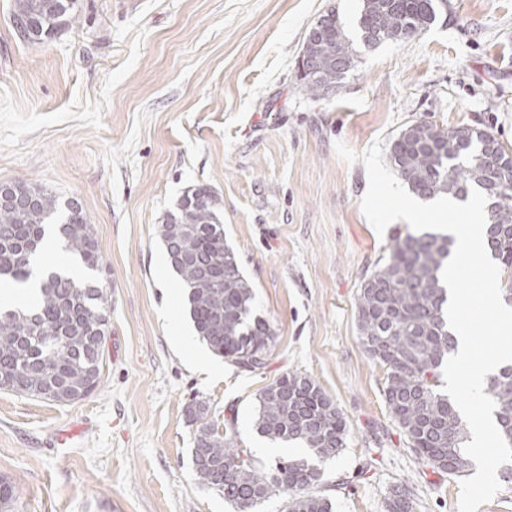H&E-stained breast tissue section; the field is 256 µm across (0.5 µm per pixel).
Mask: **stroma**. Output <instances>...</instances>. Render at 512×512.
<instances>
[{
	"label": "stroma",
	"mask_w": 512,
	"mask_h": 512,
	"mask_svg": "<svg viewBox=\"0 0 512 512\" xmlns=\"http://www.w3.org/2000/svg\"><path fill=\"white\" fill-rule=\"evenodd\" d=\"M360 0H78L79 20L21 41L0 0V182L77 198L99 243L109 331L100 387L58 404L0 390V479L14 512H235L201 485L195 399L237 415L257 463L278 458L255 398L309 375L346 422L323 465L333 512H458L459 477L416 459L384 398L386 370L358 335L355 297L387 256L360 199L363 163L407 123L477 124L512 148V0H448L436 24L361 52L335 93L297 78L327 12L354 32ZM212 187L224 235L271 334L267 368L243 372L193 334L158 236L186 190Z\"/></svg>",
	"instance_id": "35a3bbf8"
}]
</instances>
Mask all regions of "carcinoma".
<instances>
[{"mask_svg":"<svg viewBox=\"0 0 512 512\" xmlns=\"http://www.w3.org/2000/svg\"><path fill=\"white\" fill-rule=\"evenodd\" d=\"M447 0H362L356 19L368 49L429 29ZM77 0H14L13 18L35 16L27 44H39L76 22ZM355 49L334 14L311 50L319 79L299 78L320 98L335 90L354 67ZM387 162L416 196L464 200L476 188L487 197L485 241L512 279V151L494 134L473 125L448 127L431 121L406 125L393 139ZM15 191L32 199L24 208L0 207V280L26 283L31 256L44 241L45 225L58 226L57 241L75 264L100 266L101 252L82 206L26 182ZM213 190L199 185L167 213L159 234L168 263L186 290L195 331L212 354L246 371L268 364L270 330L253 313V291L233 249L224 241L221 207ZM453 241L438 231H397L386 262L363 280L355 298L358 331L369 358L386 367L383 389L408 447L434 471L457 477L471 465L463 447L466 425L439 390L441 367L454 352L448 329V290L442 269ZM109 328L107 288L72 272H48L34 305L0 312V389L58 403L94 392L101 381V348ZM485 393L495 402L497 428L512 445V363L490 378ZM203 400L188 408L198 424L192 460L199 483L238 505V512L272 497L285 512H331L319 494V463L339 453L346 423L335 403L306 374L291 370L261 389L254 426L274 443H296L310 457L283 458L269 468L238 444L235 416L224 431L206 421Z\"/></svg>","mask_w":512,"mask_h":512,"instance_id":"1","label":"carcinoma"}]
</instances>
